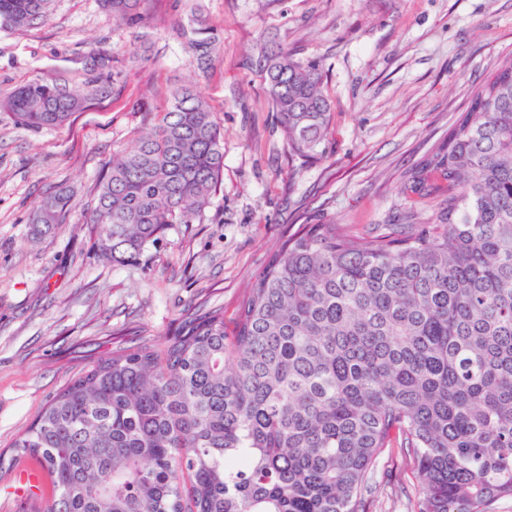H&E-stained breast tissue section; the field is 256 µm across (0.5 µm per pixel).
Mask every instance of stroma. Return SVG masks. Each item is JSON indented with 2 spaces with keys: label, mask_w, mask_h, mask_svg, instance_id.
<instances>
[{
  "label": "stroma",
  "mask_w": 512,
  "mask_h": 512,
  "mask_svg": "<svg viewBox=\"0 0 512 512\" xmlns=\"http://www.w3.org/2000/svg\"><path fill=\"white\" fill-rule=\"evenodd\" d=\"M221 53L199 72L171 28L189 0H144L116 29L98 0H53L46 24L0 33V99L62 72L81 89L104 52L110 95L60 127L31 131L0 114V452L79 371L119 344L171 334L199 304L232 310L289 232L344 224L359 235L409 229L404 172L447 134L499 60L512 55V0H200ZM137 40L140 59L125 47ZM282 45L323 64L332 116L316 158L294 155L254 61ZM193 84L224 135L222 184L204 217L171 225L141 257L98 261L83 215L100 167L142 127L133 105L164 109ZM72 190L66 224L27 240L31 209ZM372 512H414L413 463L387 456Z\"/></svg>",
  "instance_id": "stroma-1"
}]
</instances>
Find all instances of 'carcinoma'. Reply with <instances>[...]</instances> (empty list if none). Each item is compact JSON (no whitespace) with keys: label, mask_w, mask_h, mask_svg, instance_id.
Wrapping results in <instances>:
<instances>
[{"label":"carcinoma","mask_w":512,"mask_h":512,"mask_svg":"<svg viewBox=\"0 0 512 512\" xmlns=\"http://www.w3.org/2000/svg\"><path fill=\"white\" fill-rule=\"evenodd\" d=\"M51 2L0 0V31L43 23ZM100 2L120 26L142 21V0ZM174 38L202 73L220 52L197 6ZM256 66L290 149L314 154L331 120L320 64L273 48ZM109 90L60 74L0 109L28 129L63 126ZM137 111L148 127L102 166L84 215L112 264L201 218L224 170L194 87ZM403 187L447 194L433 223L368 237L300 225L231 317L205 308L164 342L117 346L73 376L0 453V480L42 473L28 512H367L396 448L416 467V512H495L512 498V56ZM69 214L67 191L47 192L30 240Z\"/></svg>","instance_id":"carcinoma-1"}]
</instances>
